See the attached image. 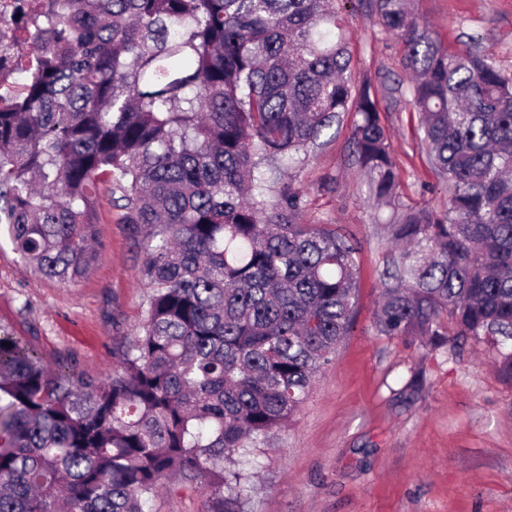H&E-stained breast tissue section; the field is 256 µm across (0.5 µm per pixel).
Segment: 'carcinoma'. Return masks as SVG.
<instances>
[{
    "label": "carcinoma",
    "instance_id": "carcinoma-1",
    "mask_svg": "<svg viewBox=\"0 0 512 512\" xmlns=\"http://www.w3.org/2000/svg\"><path fill=\"white\" fill-rule=\"evenodd\" d=\"M32 47L0 40V236L38 274L95 264L100 186L144 249V322L112 373L50 369L0 327V512H145L164 480L244 512V463L294 418L353 325L356 249L299 224V172L355 114L352 157L392 206L377 89L355 85L336 0H16ZM398 35L421 144L448 209H395L378 335L439 349L498 339L512 381V78L450 52L410 0H371Z\"/></svg>",
    "mask_w": 512,
    "mask_h": 512
}]
</instances>
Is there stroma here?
I'll return each mask as SVG.
<instances>
[{
    "instance_id": "obj_1",
    "label": "stroma",
    "mask_w": 512,
    "mask_h": 512,
    "mask_svg": "<svg viewBox=\"0 0 512 512\" xmlns=\"http://www.w3.org/2000/svg\"><path fill=\"white\" fill-rule=\"evenodd\" d=\"M351 25L356 73L379 87L381 119L400 179L396 205L445 207L422 148L403 49L369 0H338ZM449 49L476 46L512 76V0H412ZM351 122L326 130L297 182L303 224H329L358 251L356 316L293 421L253 458L248 512H512V382L492 368L490 341L429 351L377 335L373 320L391 251L384 214L364 204L366 176L351 157ZM119 204L104 203L100 254L75 285L36 274L0 242V327L29 340L54 369L103 376L135 336L148 288L143 253ZM425 387L398 392L414 370ZM151 512H202L196 485L170 479Z\"/></svg>"
}]
</instances>
